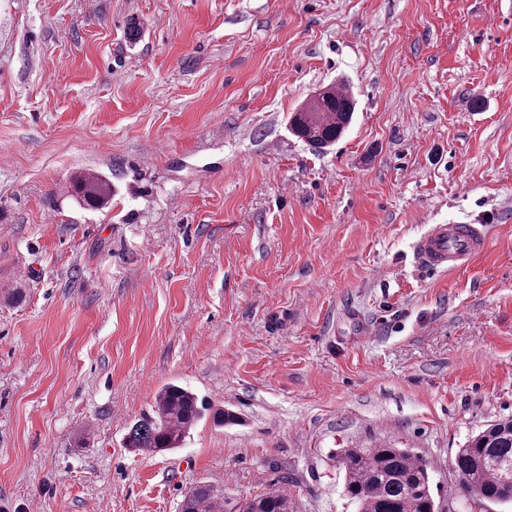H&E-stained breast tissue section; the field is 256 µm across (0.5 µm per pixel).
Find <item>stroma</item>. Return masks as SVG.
<instances>
[{"instance_id":"35a3bbf8","label":"stroma","mask_w":512,"mask_h":512,"mask_svg":"<svg viewBox=\"0 0 512 512\" xmlns=\"http://www.w3.org/2000/svg\"><path fill=\"white\" fill-rule=\"evenodd\" d=\"M332 82L357 108L317 155L288 115ZM458 221L486 250L425 272ZM171 383L208 413L127 447ZM503 418L512 0H0V512H178L201 482L355 512L338 454L385 442L439 512H512L450 468ZM73 196L84 206L96 208L107 203L112 196V184L99 176H83L73 185ZM487 246L486 232L475 224H437L419 242L421 265L431 272L466 267Z\"/></svg>"}]
</instances>
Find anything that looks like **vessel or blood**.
Wrapping results in <instances>:
<instances>
[{
  "mask_svg": "<svg viewBox=\"0 0 512 512\" xmlns=\"http://www.w3.org/2000/svg\"><path fill=\"white\" fill-rule=\"evenodd\" d=\"M487 246L486 232L473 224H437L419 242L421 265L431 272L468 266Z\"/></svg>",
  "mask_w": 512,
  "mask_h": 512,
  "instance_id": "b4317fda",
  "label": "vessel or blood"
}]
</instances>
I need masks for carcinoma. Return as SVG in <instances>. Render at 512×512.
<instances>
[{"label":"carcinoma","instance_id":"carcinoma-1","mask_svg":"<svg viewBox=\"0 0 512 512\" xmlns=\"http://www.w3.org/2000/svg\"><path fill=\"white\" fill-rule=\"evenodd\" d=\"M356 100L329 85L289 118L291 133L314 150L334 145L353 121ZM73 196L96 208L112 196V184L99 176H84L73 185ZM208 410L189 389L168 384L155 399L152 413L135 423L127 447L166 451L179 447L186 434ZM339 462L344 489L359 512H434L428 464L406 448L387 443L372 448H344ZM462 490L483 502H509L504 488L512 483V419L498 420L468 440L451 461ZM181 512H224V498L211 486L198 484L183 496ZM244 512H293L288 495L274 491L245 502Z\"/></svg>","mask_w":512,"mask_h":512}]
</instances>
